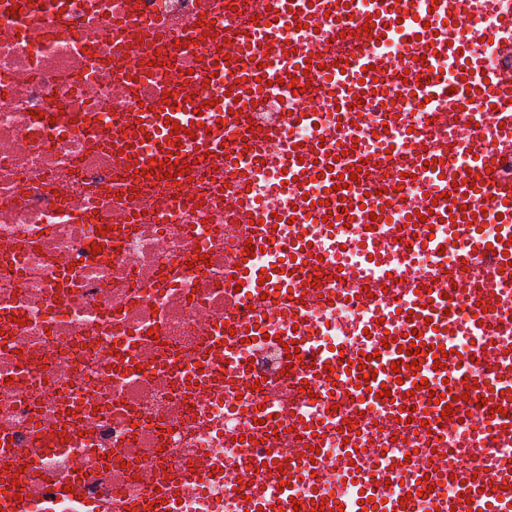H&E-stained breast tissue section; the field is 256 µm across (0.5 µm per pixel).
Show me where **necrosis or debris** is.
Wrapping results in <instances>:
<instances>
[{
  "label": "necrosis or debris",
  "mask_w": 512,
  "mask_h": 512,
  "mask_svg": "<svg viewBox=\"0 0 512 512\" xmlns=\"http://www.w3.org/2000/svg\"><path fill=\"white\" fill-rule=\"evenodd\" d=\"M210 0H0V512H12L21 492L24 512H65L54 492L75 486L101 512H141L162 480L176 482L174 512H239L242 497L263 499L276 486L243 477L252 455L312 460L289 482L294 499L315 488L350 499L358 485L348 470L390 467L407 458L422 477L455 472L458 459L474 473L512 465V440L480 423L478 396L454 412L444 446L422 431L406 435L397 423L380 425L347 405L310 396L290 375L282 340L287 321L258 318L238 307L227 288L231 269L247 246L248 229L232 221L238 172L232 167L192 168L161 187L132 182L108 144L126 113L174 87L188 102L223 99L224 85L202 72L206 46L198 35L211 16ZM495 0H463L452 38L479 47L482 63L496 69L492 47L476 27L496 28ZM284 61H266V89L244 104L242 123L224 131L225 154L257 143L265 164L253 191L270 212L292 210L296 199L279 179L287 143L263 138L283 112L303 97L316 100L311 122L294 131L317 139L334 128L337 95L304 73L295 88L282 85ZM386 106L406 117L380 139L366 125L371 104L357 105L359 143L370 154L407 156L408 132L449 146L451 176L465 160L457 146L483 139L497 159L496 173L512 175V144L494 139L482 114L453 113L447 95L420 102L395 84ZM389 199L390 221L427 207L420 181L373 179ZM315 238L333 233L329 255L337 265L372 275L350 241L348 228L310 224ZM448 240L449 279L475 289L493 285L481 262L461 265L465 239L455 225L439 228ZM380 266L401 281L430 278L437 265L421 246L386 243ZM301 303L308 328L324 347H361L384 301L330 304L337 284L326 268L313 269ZM488 316L492 334L470 331L472 308L460 303L448 338L457 355L483 366L491 349L512 344V290L496 291ZM259 321L260 333L244 347L261 376L226 371L204 349L219 327ZM342 431L325 430L332 411ZM324 430L319 456L310 433ZM357 442L363 459L349 461L344 445Z\"/></svg>",
  "instance_id": "4bbe7bcc"
}]
</instances>
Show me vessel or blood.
<instances>
[{"instance_id": "b4317fda", "label": "vessel or blood", "mask_w": 512, "mask_h": 512, "mask_svg": "<svg viewBox=\"0 0 512 512\" xmlns=\"http://www.w3.org/2000/svg\"><path fill=\"white\" fill-rule=\"evenodd\" d=\"M266 3L268 8L261 18L248 23L245 34L235 40L238 53H249L259 32L271 29L281 17L294 18L296 26L307 28L314 17L324 14L341 17L351 12L355 15L351 45H344L339 38L327 39L320 42L318 55L310 58L293 52L284 41L270 39L262 52L270 58L293 61L303 69L320 68L323 76L335 82L344 80L351 71L355 81L336 115L334 141L343 153L342 158H334L326 147L316 142L301 141L286 150L280 179L294 191L299 201L297 210L279 221L256 199L244 197L239 205L237 222L255 223L253 244L256 252L266 254L267 260L259 267L248 260L241 262L236 278L230 279L229 284L237 289L235 298L239 306L254 305L263 296L274 302L275 312L294 327L293 347L299 348L309 363L305 380L309 385L320 386L323 393L353 399L358 409L365 410L381 407V393L387 389L395 406L402 410L407 406L405 394L415 390L420 381H427L442 401L428 403L422 417L426 432L439 437L448 428L447 420L442 417L444 407L452 405L458 386L472 374L469 362L453 353L442 354L440 350L448 342L451 319L446 312L457 302L468 299L469 290L449 287L444 276L390 289L385 300L384 322L370 330V338L360 352L342 353L322 348L306 329L304 309L293 304L291 298L301 292L308 271L318 266L324 245L289 230L288 225L309 213L331 224L340 220L355 225L351 240L367 256L374 253L383 237L413 239L436 252L444 247L445 239L434 234V227L456 222L469 232L481 223L485 206L491 203L503 215L498 239L488 242L468 236L459 256L469 263L483 259L494 271L505 275L507 285L512 286V184L495 178L494 160L481 142L468 143L470 170L455 181L447 178L446 166L436 161L439 146L427 143L419 159L431 162L432 167L423 172L422 178L439 199L425 223L397 226L371 221V214L379 213L383 202L380 196L374 195L370 171L363 166V153L354 146V133L347 130L351 105L364 94L381 89L393 76L392 64L382 48L399 27L419 56L415 63L418 77L411 82L414 93H445L464 111L490 113L496 135L512 141V111L502 108L503 103L512 101V43L498 44L502 66L496 75L488 77L482 73L480 56L463 41L438 36L433 29L434 24L450 25L458 20L460 0H436L430 10L412 9L406 0H266ZM450 65L456 66L458 78L448 85L439 80L438 74ZM233 105V98L228 97L218 104L204 106L198 114L176 98L164 99L155 111L143 113L137 125L138 139L129 141L125 148L123 158L127 167L147 172L154 180L164 178L165 174L175 172L174 162L183 156L180 144L189 137L199 140L206 148L207 160H214L223 154L224 146L213 141L210 132L219 125L234 122ZM354 176L359 179L355 186L349 183ZM317 182L325 185L327 193L324 203L314 206L308 196ZM419 338L429 351L414 370L410 367L412 358L404 349ZM438 359L443 362L439 368L434 365ZM398 360L404 361L405 366L396 371L391 364ZM362 364L373 370V378H360L358 367ZM332 366L341 367V374L329 375ZM449 376L454 379L450 385L445 382ZM480 390L493 401L512 400V352L496 355L485 369ZM391 478V472L385 470L365 474L359 479L361 498L346 503L338 495L322 494L318 501L329 512H412V503L403 504L381 496V486ZM509 483H512V469L497 484L466 477L453 506L440 508L439 512H512V493L505 489Z\"/></svg>"}]
</instances>
